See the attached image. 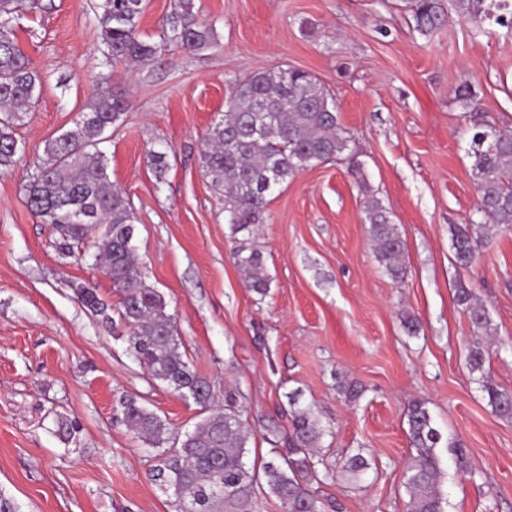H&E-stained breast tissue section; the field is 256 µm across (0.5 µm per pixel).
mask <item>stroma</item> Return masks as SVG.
Returning a JSON list of instances; mask_svg holds the SVG:
<instances>
[{
    "label": "stroma",
    "instance_id": "stroma-1",
    "mask_svg": "<svg viewBox=\"0 0 512 512\" xmlns=\"http://www.w3.org/2000/svg\"><path fill=\"white\" fill-rule=\"evenodd\" d=\"M102 0H25L16 39L41 91L15 136L26 161L0 172V499L14 512H175L151 479L154 453L114 412L131 395L178 436L200 410L148 380L121 322L106 326L77 300L90 285L111 307L120 295L96 262L58 255L51 225L25 203V184L47 141L72 128L97 91ZM219 47L173 49L117 65L113 92L129 104L103 149L113 186L129 198L148 284L164 294L190 368L216 396L234 391L267 455L289 426L299 392L326 426L322 485L341 512H406L404 481L414 450L407 410L426 403L443 438L460 440L474 479L456 472L447 448L444 512H512V418L495 413L469 372V347L489 352L486 375L512 391V230L481 244L469 269L454 260L450 227L481 224L469 156L472 128L512 127V38L479 32L449 12L420 32L409 0H195ZM315 76L363 164L316 163L276 191L254 240L270 291L247 288L224 196L202 166L204 137L236 80L272 68ZM470 80L480 102L455 97ZM167 148L156 173L150 150ZM380 197L405 243L402 279L377 262L364 221L365 193ZM485 304L493 334L473 328L458 287ZM410 316L416 334L402 324ZM357 381L345 401L338 378ZM76 421L72 441L58 432ZM362 455L360 480L344 463Z\"/></svg>",
    "mask_w": 512,
    "mask_h": 512
}]
</instances>
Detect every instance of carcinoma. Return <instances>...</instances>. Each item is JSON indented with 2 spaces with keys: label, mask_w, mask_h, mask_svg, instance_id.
<instances>
[{
  "label": "carcinoma",
  "mask_w": 512,
  "mask_h": 512,
  "mask_svg": "<svg viewBox=\"0 0 512 512\" xmlns=\"http://www.w3.org/2000/svg\"><path fill=\"white\" fill-rule=\"evenodd\" d=\"M144 0H104L98 23L102 65L154 59L167 47L196 52L218 46L213 26L199 17L195 0H178L163 22L159 41L142 39L139 19ZM417 27L429 32L446 21L443 0H411ZM459 17L478 29L492 22L512 36V0H452ZM19 0H0V170L24 161V146L13 128L22 110L36 99L41 87L30 59L15 42L19 27ZM100 80L98 91L73 120L74 128L50 139L46 159L25 186L28 208L58 235L62 255L87 235L98 232V257L112 285L121 295L118 316L128 328V341L149 380L164 385L183 399L194 402L204 417L183 439L170 440V428L154 411L128 395L119 397L115 411L133 438L157 450L159 463L152 480L172 491L175 512H256V495L263 488L276 496L285 512H338L336 500L324 498L320 485L333 477L319 452L326 427L315 412L289 396L288 448H276L258 465H248L249 433L236 410V395L224 391L219 405L211 383L194 372L180 351L174 322L163 294L146 282L134 243L131 203L112 188L106 153L100 145L105 133L124 121L127 104L112 95ZM456 99L466 112L479 109L469 83L456 89ZM348 150V138L339 127L336 103L310 73L299 69L267 70L236 81L224 116L205 136L203 167L212 184L224 191V212L231 234L247 237L236 250L238 267L247 287L264 296L270 288L261 251L252 241L253 229L264 223L270 196L291 176L314 163L339 159ZM471 173L478 192V212L490 223L479 226L481 237L495 234L500 225L512 223V129L494 125L474 126L471 137ZM82 210L89 218L70 219ZM365 221L379 264L394 279L403 275L404 242L382 200L369 196ZM456 262L470 267L477 257L478 237L472 225L450 228ZM77 299L91 313L109 321L108 305L97 290L74 288ZM457 301L471 324L491 335V319L472 291L460 287ZM485 350L469 349L468 365L478 378L492 410L512 417V391L500 389L484 373ZM409 442L415 449L407 466V512H443L440 489L443 472L434 448L442 435L429 409L416 403L408 414ZM368 469L359 454L343 471L357 481Z\"/></svg>",
  "instance_id": "carcinoma-1"
}]
</instances>
